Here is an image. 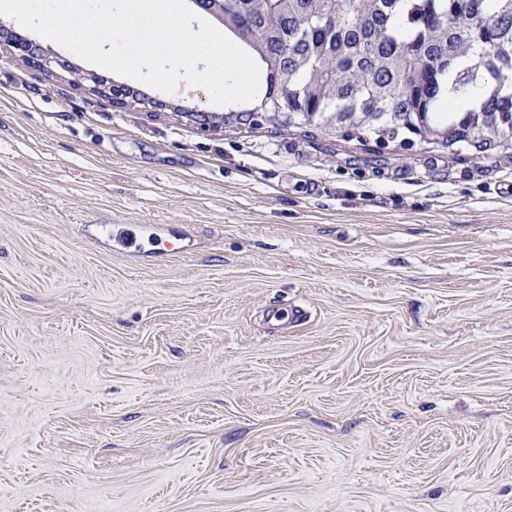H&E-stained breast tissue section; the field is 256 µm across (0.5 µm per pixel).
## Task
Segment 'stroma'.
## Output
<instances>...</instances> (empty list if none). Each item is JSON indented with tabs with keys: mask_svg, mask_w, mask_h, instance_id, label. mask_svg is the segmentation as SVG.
<instances>
[{
	"mask_svg": "<svg viewBox=\"0 0 512 512\" xmlns=\"http://www.w3.org/2000/svg\"><path fill=\"white\" fill-rule=\"evenodd\" d=\"M0 26V512H512V139L205 132ZM107 234L112 239L114 248L122 249L129 254L142 251L146 238H155L156 235L143 224L109 225Z\"/></svg>",
	"mask_w": 512,
	"mask_h": 512,
	"instance_id": "35a3bbf8",
	"label": "stroma"
}]
</instances>
